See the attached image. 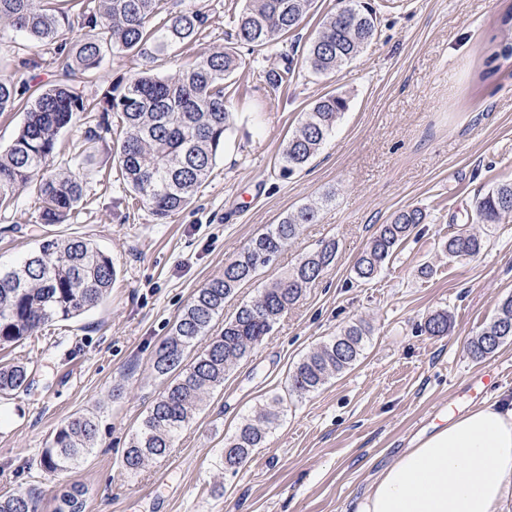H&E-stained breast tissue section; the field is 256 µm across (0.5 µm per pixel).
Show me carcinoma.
<instances>
[{
  "label": "carcinoma",
  "mask_w": 512,
  "mask_h": 512,
  "mask_svg": "<svg viewBox=\"0 0 512 512\" xmlns=\"http://www.w3.org/2000/svg\"><path fill=\"white\" fill-rule=\"evenodd\" d=\"M0 0V30L24 32L36 47L51 50L61 78L28 93L37 79L34 71L46 64L40 55L22 58L16 71L0 73V112L18 107L25 112L23 125L12 144L0 150V209H7L29 189L37 192L35 223L63 224L84 196V183L71 167L50 169L63 129L90 118L92 112H112L120 117L122 141L118 152L121 175L138 202L158 223L191 203L208 180L224 151L233 112L224 82L241 64L238 48L266 57L275 54L282 66L264 71L272 90L293 81L298 62L279 46V39L296 30L314 0H246L245 7L229 15L236 45L214 51L171 75L150 69L119 79L88 101L70 83L76 71L100 67L104 50L131 54L152 62L172 48L196 40L209 21L203 8L188 5L179 11L165 8L164 0ZM376 11L347 0L345 10L324 21L311 40L304 63L314 73L336 72L353 61L374 39ZM86 29L93 37L71 49L59 40L65 30ZM512 62V44H504L487 59L488 74ZM348 108L347 99L328 93L306 113L305 120L284 146L279 175L287 179L302 169L319 151ZM512 213V183L503 184L477 201L481 224H496ZM319 207L305 205L270 224L224 264V273L197 289L177 317L171 336L157 347L153 369L170 382L151 406L128 447L122 466L131 477L145 462L167 456L197 410L202 396L224 384L226 373L274 329L336 260V242L303 256L288 274L260 296L238 308L217 336H208L224 301L257 270L269 265L302 227L314 224ZM427 213L418 206L395 211L379 226L354 265L358 279H375L398 248L421 224ZM484 240L463 227L449 236L444 249L450 257H472ZM117 279L112 258L91 240L79 236H48L37 251L7 271H0V348L11 347L33 335L42 325L77 318L101 304ZM432 336L448 334V315L438 313L425 322ZM368 325L358 322L343 328L305 356L288 373L287 392L301 396L318 390L326 381L351 369L359 360ZM208 343L189 364L185 352L204 339ZM512 339V295L502 300L494 319L472 338L469 353L475 360L494 354ZM31 372L22 362L0 363V397L11 396L30 385ZM284 411V399L275 397L267 408L247 418L225 444L218 457L226 469L241 466L266 442ZM97 425L81 415L61 425L43 449L41 468L55 475L77 465L95 447ZM41 496L38 487L0 495V512H35Z\"/></svg>",
  "instance_id": "obj_1"
}]
</instances>
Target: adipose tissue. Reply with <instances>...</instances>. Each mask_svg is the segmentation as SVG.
<instances>
[{
	"mask_svg": "<svg viewBox=\"0 0 512 512\" xmlns=\"http://www.w3.org/2000/svg\"><path fill=\"white\" fill-rule=\"evenodd\" d=\"M512 494V401L434 426L378 473L355 512H504Z\"/></svg>",
	"mask_w": 512,
	"mask_h": 512,
	"instance_id": "1",
	"label": "adipose tissue"
}]
</instances>
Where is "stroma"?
<instances>
[{"label": "stroma", "instance_id": "1", "mask_svg": "<svg viewBox=\"0 0 512 512\" xmlns=\"http://www.w3.org/2000/svg\"><path fill=\"white\" fill-rule=\"evenodd\" d=\"M368 2L377 8L374 40L339 72L304 69L274 92L263 72L279 57L244 60L231 78L235 125L224 152L192 203L167 223L131 206L115 131L80 168L85 196L68 223H35L31 191L0 210V267L35 251L45 236L61 235L92 239L119 271L101 305L42 325L8 348L9 358L33 363L34 371L27 391L0 399V494L38 486V512H55L75 487L86 491L84 512H353L377 472L432 430L433 412L469 379L498 369L486 398L512 400V341L483 362L468 350L512 295V213L493 225L477 256L451 258L443 248L460 225L475 223L478 198L512 182V67L483 76L491 48L512 42V28L501 23L512 0ZM198 4L207 28L191 46L154 61V73L170 74L233 38L230 0ZM141 67L139 58L109 54L74 84L92 99ZM328 93L344 96L347 111L318 154L281 180L288 136ZM316 203L317 223L226 299L214 332L330 240L339 244L334 266L204 396L170 455L128 477L125 448L167 386L152 368L153 352L177 316L252 237ZM406 206L425 209L427 222L379 276L359 281V254ZM440 311L448 333L429 335L424 322ZM358 320L373 332L356 365L314 392L288 395L289 369ZM283 395L286 411L264 446L240 468H220L225 440ZM80 414L99 425L96 447L76 468L47 475L43 449Z\"/></svg>", "mask_w": 512, "mask_h": 512}]
</instances>
